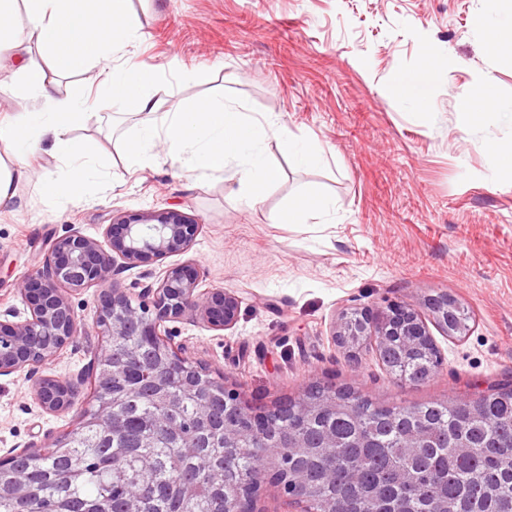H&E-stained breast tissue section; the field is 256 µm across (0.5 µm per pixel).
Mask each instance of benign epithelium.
<instances>
[{"label":"benign epithelium","instance_id":"7a95c632","mask_svg":"<svg viewBox=\"0 0 512 512\" xmlns=\"http://www.w3.org/2000/svg\"><path fill=\"white\" fill-rule=\"evenodd\" d=\"M200 224L188 214L167 209L139 214H119L103 232L104 241L78 231L44 243L45 260L19 287L26 316L12 307L0 309V375L26 367L36 368L52 359L64 346L81 335L70 296L86 288L99 289L95 324L107 337L97 355L98 375L112 376L109 350L125 326L141 327L146 336H162L165 323L186 320L201 322L212 330L235 325L241 297L222 288L199 289L200 273L182 265L143 286L131 297L119 286L118 276L149 259L187 252ZM453 299L439 295L428 299L426 310L412 303H393L382 310H355L333 323L331 340L353 360L358 359L357 336L372 340L376 352L396 336L411 345L432 341L428 323L448 336V305ZM149 312L147 324L139 325L138 308ZM78 382L47 378L35 388L41 407L50 413L70 409ZM245 424L253 425L266 413L254 410L239 394L229 393Z\"/></svg>","mask_w":512,"mask_h":512}]
</instances>
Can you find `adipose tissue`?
<instances>
[{
  "label": "adipose tissue",
  "mask_w": 512,
  "mask_h": 512,
  "mask_svg": "<svg viewBox=\"0 0 512 512\" xmlns=\"http://www.w3.org/2000/svg\"><path fill=\"white\" fill-rule=\"evenodd\" d=\"M129 0H0V50L16 54L38 50L44 63L29 62L19 69L21 90L36 103L38 112L0 115V206L14 198L16 187L32 175L28 159L48 150L64 162V175L51 179L55 196L63 201L81 198L97 172L92 144L73 139L71 130L90 115L122 100L135 101L144 117L133 137L125 141L126 161L148 166L161 155L197 176L233 172L246 189L248 205L260 204L280 176L268 161L264 142L277 140L297 168L325 163L323 154L307 140L293 135L277 118L256 119L220 100L199 99L182 111L165 112L156 96L158 77L144 64L113 66L115 53L125 51L140 36V26L128 9ZM25 27H18V16ZM98 71L104 90L93 98L61 100L49 89L64 72ZM439 73L436 62L396 76L393 95L424 108ZM50 148H43V141Z\"/></svg>",
  "instance_id": "ef3b65f1"
}]
</instances>
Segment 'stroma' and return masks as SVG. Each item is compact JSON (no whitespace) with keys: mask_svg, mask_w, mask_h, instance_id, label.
I'll return each mask as SVG.
<instances>
[{"mask_svg":"<svg viewBox=\"0 0 512 512\" xmlns=\"http://www.w3.org/2000/svg\"><path fill=\"white\" fill-rule=\"evenodd\" d=\"M131 9L143 38L127 56L157 71L164 111L215 96L254 117H278L327 162L297 169L266 139L281 178L251 207L226 174L190 177L165 159L128 167L123 138L136 130L133 104L122 106L117 137L107 115L90 117L71 132L100 155L84 198L61 202L34 179L0 208V306L24 309L15 287L40 266L45 240L71 229L99 239L115 213L177 209L200 226L191 249L126 271L120 285L135 294L142 273L158 280L191 264L201 288L236 292L232 328L170 322L167 339L255 404L273 405L315 382L384 406L512 386V174L494 172L483 148L512 141V58L486 49L507 22L491 0H131ZM428 59L443 66L428 108L394 97L392 78ZM487 76L500 109L464 124L460 90ZM307 188L329 198L330 214L275 223ZM443 294L471 319L460 337L433 330L441 364L426 382L391 377L368 346L351 362L331 341L343 312L421 306ZM97 296L90 288L71 298L84 328L75 343L36 373L0 376V454L50 444L90 407L102 342L93 326ZM79 376L72 409L49 413L36 400L41 379Z\"/></svg>","mask_w":512,"mask_h":512,"instance_id":"stroma-1","label":"stroma"}]
</instances>
